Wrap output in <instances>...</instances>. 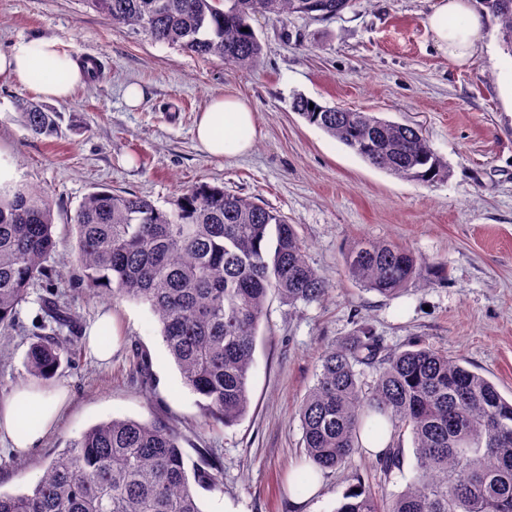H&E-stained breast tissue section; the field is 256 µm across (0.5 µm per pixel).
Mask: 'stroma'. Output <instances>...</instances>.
I'll use <instances>...</instances> for the list:
<instances>
[{"instance_id": "obj_1", "label": "stroma", "mask_w": 512, "mask_h": 512, "mask_svg": "<svg viewBox=\"0 0 512 512\" xmlns=\"http://www.w3.org/2000/svg\"><path fill=\"white\" fill-rule=\"evenodd\" d=\"M435 0H355L329 21L295 16L288 24L262 16L252 26L264 46L259 68L245 72L204 60L145 33L112 24L83 0H0V47L17 37L55 36L83 57H96V80L57 105L54 135H34L22 106L26 87L0 84V152L17 181L46 190L54 203L52 259L73 288L67 302L78 326V351L62 363L46 390L66 388L68 403L44 445L0 466V489H31L49 455L92 425L113 417L161 419L183 437L188 464L211 448L224 460L223 491L196 490L203 512H295L290 494L303 460L295 411L314 383L325 348L366 322L391 350L416 340L494 382L512 398V57L500 25L486 18L467 64L440 52L425 18ZM144 90L128 108L123 90ZM237 94L256 113L251 152L214 158L193 129L210 98ZM345 109L373 112L419 126L448 164V180L428 185L399 179L309 125L291 109L295 94ZM205 182L253 196L287 216L306 243L309 263L328 281L319 303L294 307L271 300L258 328L249 378L250 406L235 426L212 431L201 422L197 397L186 388L162 344L147 306L78 287L71 219L98 188L146 197L160 208L188 185ZM402 245L445 264L448 279L411 285L397 296L364 290L342 269L352 242ZM34 290L21 308L19 331L0 335V399L25 378V358L43 323ZM111 310L117 334L112 359L96 361L85 330ZM152 359V384L137 378L133 354ZM384 481L375 459L356 453L323 475L304 512H334L358 484L400 491L412 474Z\"/></svg>"}]
</instances>
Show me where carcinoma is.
I'll list each match as a JSON object with an SVG mask.
<instances>
[{"label": "carcinoma", "instance_id": "obj_1", "mask_svg": "<svg viewBox=\"0 0 512 512\" xmlns=\"http://www.w3.org/2000/svg\"><path fill=\"white\" fill-rule=\"evenodd\" d=\"M112 23L144 32L202 58L254 70L263 46L256 15L286 25L294 16L327 19L353 0H85ZM501 25L512 57V0H479ZM291 108L308 124L397 178L431 184L448 179V163L416 127L373 112L322 105L300 94ZM57 114L23 108L35 135L56 132ZM83 283L145 304L158 321L182 383L199 397L206 425L237 424L250 405L248 381L257 329L271 299L321 301L326 280L307 259L295 226L250 197L200 183L161 209L142 196L100 188L73 216ZM54 208L30 185L0 188V330L16 326L31 290L48 289L42 309L70 327L73 316L55 292L49 262L56 251ZM347 276L364 289L394 296L412 284L447 279L441 262H426L392 243L359 241L345 250ZM71 340L36 336L29 376L52 379ZM371 370L366 378L365 370ZM307 470L345 466L362 450V433L386 441L377 468L403 470L410 437L415 464L404 488L387 498L350 492L335 512H512V402L485 376L424 344L390 351L367 326L324 351L315 382L298 408ZM180 434L161 420L112 418L69 440L45 464L31 491H0V512H203L194 486L222 485L220 461L204 451L187 471Z\"/></svg>", "mask_w": 512, "mask_h": 512}]
</instances>
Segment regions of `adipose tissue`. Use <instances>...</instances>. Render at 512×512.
Wrapping results in <instances>:
<instances>
[{"instance_id": "adipose-tissue-1", "label": "adipose tissue", "mask_w": 512, "mask_h": 512, "mask_svg": "<svg viewBox=\"0 0 512 512\" xmlns=\"http://www.w3.org/2000/svg\"><path fill=\"white\" fill-rule=\"evenodd\" d=\"M426 26L443 54L464 63L481 38L483 20L469 0H437L426 17ZM87 77L85 61L59 38H19L0 48V83L27 86L43 100L68 102ZM254 123V112L246 99L219 96L200 112L194 138L211 156L241 155L251 149L252 141L241 137L240 132L253 128ZM66 399L65 392L51 393L34 384L16 387L0 402V437L20 452L41 447L63 414Z\"/></svg>"}]
</instances>
